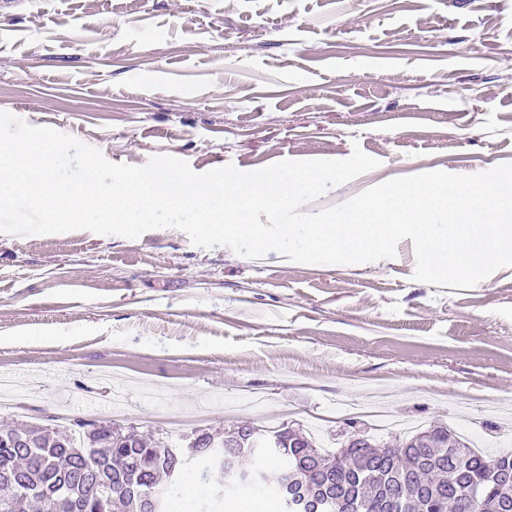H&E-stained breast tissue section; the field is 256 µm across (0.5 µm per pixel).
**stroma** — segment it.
I'll use <instances>...</instances> for the list:
<instances>
[{
    "mask_svg": "<svg viewBox=\"0 0 512 512\" xmlns=\"http://www.w3.org/2000/svg\"><path fill=\"white\" fill-rule=\"evenodd\" d=\"M0 110L99 149L196 172L344 159L377 168L308 212L385 181L512 162V0H0ZM415 252L353 265L252 260L174 228L138 238L0 233V373L27 422L56 407L181 446L202 428L316 425L333 452L356 415L447 425L512 451V266L470 289L414 280ZM122 411L112 412V395ZM194 464L171 512L273 494Z\"/></svg>",
    "mask_w": 512,
    "mask_h": 512,
    "instance_id": "obj_1",
    "label": "stroma"
}]
</instances>
